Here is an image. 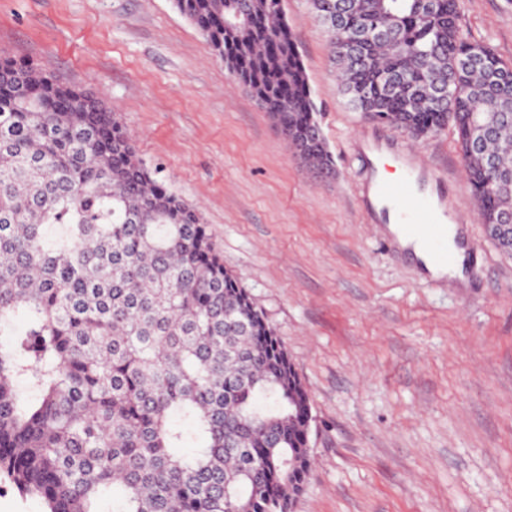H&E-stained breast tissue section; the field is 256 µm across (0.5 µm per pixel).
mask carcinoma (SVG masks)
I'll list each match as a JSON object with an SVG mask.
<instances>
[{
    "label": "carcinoma",
    "instance_id": "cac0c4a2",
    "mask_svg": "<svg viewBox=\"0 0 512 512\" xmlns=\"http://www.w3.org/2000/svg\"><path fill=\"white\" fill-rule=\"evenodd\" d=\"M171 2L333 176L282 0ZM308 4L349 106L452 129L482 223L512 211V62L462 37L459 0ZM0 334V480L46 512H291L315 418L274 329L112 113L7 58Z\"/></svg>",
    "mask_w": 512,
    "mask_h": 512
}]
</instances>
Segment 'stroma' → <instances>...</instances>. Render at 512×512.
Listing matches in <instances>:
<instances>
[{
    "label": "stroma",
    "instance_id": "35a3bbf8",
    "mask_svg": "<svg viewBox=\"0 0 512 512\" xmlns=\"http://www.w3.org/2000/svg\"><path fill=\"white\" fill-rule=\"evenodd\" d=\"M464 38L512 61V0H460ZM336 175L305 167L171 0H0V55L100 98L201 214L310 394L292 512H512V259L488 240L450 131L417 141L341 94L328 35L285 0ZM445 187L483 255L426 284L389 250L370 151Z\"/></svg>",
    "mask_w": 512,
    "mask_h": 512
}]
</instances>
